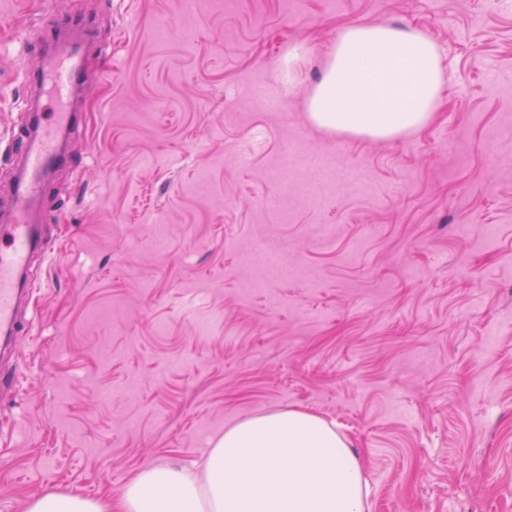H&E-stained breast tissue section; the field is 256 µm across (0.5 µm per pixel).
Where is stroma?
I'll return each instance as SVG.
<instances>
[{
  "instance_id": "obj_1",
  "label": "stroma",
  "mask_w": 512,
  "mask_h": 512,
  "mask_svg": "<svg viewBox=\"0 0 512 512\" xmlns=\"http://www.w3.org/2000/svg\"><path fill=\"white\" fill-rule=\"evenodd\" d=\"M51 11L64 26L35 34ZM355 23L440 47L452 81L423 129L310 121ZM71 32L88 36L68 103L85 121L41 199L62 220L31 262L32 333L0 365L22 377L0 396V512L57 490L113 498L154 465L200 473L226 427L285 409L335 425L365 512H512V6L0 0V212L31 78ZM295 140L334 163L289 170L286 192ZM491 333L501 349L482 354Z\"/></svg>"
}]
</instances>
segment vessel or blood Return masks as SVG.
Returning a JSON list of instances; mask_svg holds the SVG:
<instances>
[{"instance_id": "b4317fda", "label": "vessel or blood", "mask_w": 512, "mask_h": 512, "mask_svg": "<svg viewBox=\"0 0 512 512\" xmlns=\"http://www.w3.org/2000/svg\"><path fill=\"white\" fill-rule=\"evenodd\" d=\"M84 75L81 44L59 55L42 80L57 96H64L80 85ZM79 123L75 113L38 101L31 124L19 129L17 137L25 145L24 163L13 192L11 218L0 224V335L20 336L27 328L18 313L21 293L34 289L23 281L32 256L42 247V228L54 222V215L42 214L33 221L32 213L46 188L50 174L65 162L61 141Z\"/></svg>"}]
</instances>
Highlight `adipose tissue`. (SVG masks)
I'll use <instances>...</instances> for the list:
<instances>
[{
    "mask_svg": "<svg viewBox=\"0 0 512 512\" xmlns=\"http://www.w3.org/2000/svg\"><path fill=\"white\" fill-rule=\"evenodd\" d=\"M446 83L424 33L353 24L337 39L308 112L322 127L393 139L431 120ZM27 512H364L362 466L325 420L287 409L226 429L202 475L153 467L117 500L51 493Z\"/></svg>",
    "mask_w": 512,
    "mask_h": 512,
    "instance_id": "obj_1",
    "label": "adipose tissue"
}]
</instances>
